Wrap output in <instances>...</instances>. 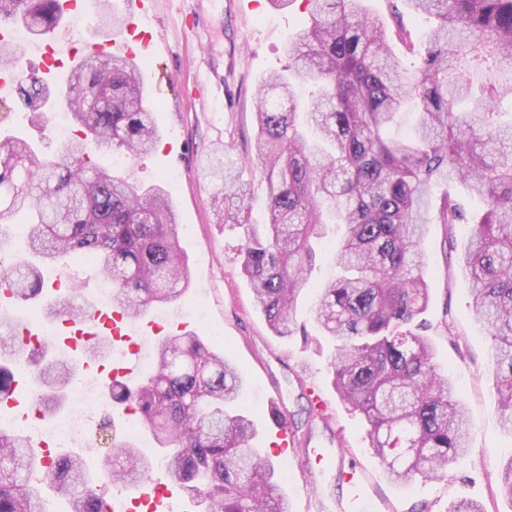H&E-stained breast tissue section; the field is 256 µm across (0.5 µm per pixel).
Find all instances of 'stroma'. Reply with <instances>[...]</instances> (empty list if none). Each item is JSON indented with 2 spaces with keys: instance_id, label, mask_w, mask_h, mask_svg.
<instances>
[{
  "instance_id": "35a3bbf8",
  "label": "stroma",
  "mask_w": 512,
  "mask_h": 512,
  "mask_svg": "<svg viewBox=\"0 0 512 512\" xmlns=\"http://www.w3.org/2000/svg\"><path fill=\"white\" fill-rule=\"evenodd\" d=\"M304 9L303 0L285 10L271 0H154L151 14L142 22L153 50L145 57L141 74L163 137L155 151L134 163L132 173L147 185L176 173L178 185L170 194L191 270L188 296L166 311L151 310L148 318L170 330L184 325L219 339L226 357L245 377L242 404L256 423L255 444L272 460L291 512L302 508L303 483L313 466L307 451L322 446L341 449L346 457L360 461L377 512H446L450 502L461 498L477 502L485 512H512L496 482L500 464L512 456V434L500 427L492 341L473 320L470 284L460 267L472 225H456L450 233L443 225H429L423 242L431 273L425 313L431 325L429 338L466 405L470 447L448 465L442 479L401 487L388 480L369 448L364 421L341 402L333 387L329 362L334 343L321 336L313 322L311 295H302L297 304L301 332L276 336L241 271L242 231L225 224L210 204L213 181L205 169L206 157L217 146L242 156L249 152L256 133L258 86L268 74L287 67V43L304 20ZM188 12L205 20L200 39L182 34V18ZM5 102L0 133H19L44 155L58 153L61 143L51 117L25 109L14 93ZM276 390L302 444L290 458L278 455L268 428V402ZM314 390L328 400V418L316 411L310 396ZM128 427L125 413L113 411L108 429L91 427L72 438L65 450L80 454L91 467L111 444L128 440L153 454L149 438L141 432L129 434Z\"/></svg>"
}]
</instances>
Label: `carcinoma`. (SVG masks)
Listing matches in <instances>:
<instances>
[{
	"label": "carcinoma",
	"mask_w": 512,
	"mask_h": 512,
	"mask_svg": "<svg viewBox=\"0 0 512 512\" xmlns=\"http://www.w3.org/2000/svg\"><path fill=\"white\" fill-rule=\"evenodd\" d=\"M104 27H121L111 0H101ZM431 26L414 41L399 23L389 29L364 0H306L307 18L287 46L288 69L270 75L256 98L257 132L248 162L266 183L268 221L249 222L251 188L240 181L243 159L216 147L206 170L211 204L224 223L242 229V272L273 332H296L304 292L315 294L313 320L336 340L332 382L348 409L367 426L373 454L388 479L439 480L468 447V418L456 388L435 360L423 317L430 276L423 241L435 222L452 234L473 224L461 266L471 285L474 318L492 341L500 420L512 432V0H401ZM62 0H0V22L32 36L62 22ZM397 39L413 58L407 68L391 51ZM22 48L0 51V70L16 71ZM141 62L121 54L84 56L68 82L53 88L37 77L18 79V95L33 110L64 101L79 136L54 157L19 135L0 138V249L6 230L25 233V253L0 274V290L28 302L44 290V269L69 257L98 266L112 284V308L137 318L175 303L191 286L176 213L161 184L116 174L98 157L118 150L132 160L155 149L160 128L140 78ZM416 107L413 132L390 133L407 102ZM460 185L482 208L466 213L452 198ZM341 224L337 274L310 282L311 244ZM72 281L49 315L76 320L91 304H73ZM0 310V397L25 361L36 367L39 403L66 400L78 365L46 360L19 338ZM109 337L83 349L85 363L112 360ZM241 371L191 329L162 337L154 368L133 388L108 385L112 401L130 410L150 435L169 480L198 503V512H288L274 466L253 441L243 414ZM153 462L131 442L112 446L97 471L136 492ZM27 435L0 429V512H45L43 486L66 499L69 512H106L108 499L77 454L51 458L50 476ZM512 503V458L498 472Z\"/></svg>",
	"instance_id": "obj_1"
}]
</instances>
